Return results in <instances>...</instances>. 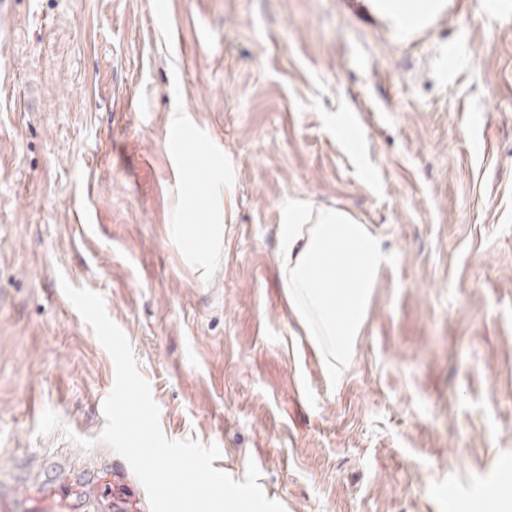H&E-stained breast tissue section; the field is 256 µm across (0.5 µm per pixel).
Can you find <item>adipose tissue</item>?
<instances>
[{"mask_svg":"<svg viewBox=\"0 0 512 512\" xmlns=\"http://www.w3.org/2000/svg\"><path fill=\"white\" fill-rule=\"evenodd\" d=\"M278 239L288 304L317 347L329 383L338 385L392 255L370 225L346 210L295 199L281 209Z\"/></svg>","mask_w":512,"mask_h":512,"instance_id":"adipose-tissue-1","label":"adipose tissue"}]
</instances>
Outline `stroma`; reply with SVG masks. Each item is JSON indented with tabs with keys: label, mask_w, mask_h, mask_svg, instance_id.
<instances>
[{
	"label": "stroma",
	"mask_w": 512,
	"mask_h": 512,
	"mask_svg": "<svg viewBox=\"0 0 512 512\" xmlns=\"http://www.w3.org/2000/svg\"><path fill=\"white\" fill-rule=\"evenodd\" d=\"M420 38L362 0H11L0 13V473L95 456L102 295L173 441L255 463L285 512H484L512 484V10L444 0ZM232 219L186 256L172 113ZM360 124L344 132L347 116ZM393 263L330 385L278 279L288 199Z\"/></svg>",
	"instance_id": "stroma-1"
}]
</instances>
